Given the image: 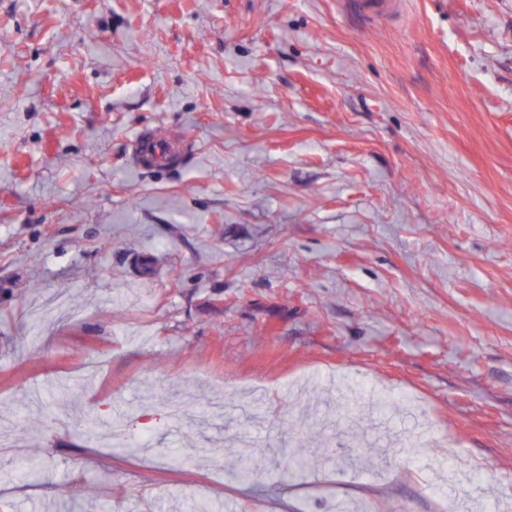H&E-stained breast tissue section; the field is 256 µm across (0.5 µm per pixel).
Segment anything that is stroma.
Instances as JSON below:
<instances>
[{
	"mask_svg": "<svg viewBox=\"0 0 512 512\" xmlns=\"http://www.w3.org/2000/svg\"><path fill=\"white\" fill-rule=\"evenodd\" d=\"M1 418L0 512H512V0H0ZM190 148V143L182 136L162 135L155 130L137 133L131 142L134 162L143 170L160 165L173 164L181 159Z\"/></svg>",
	"mask_w": 512,
	"mask_h": 512,
	"instance_id": "obj_1",
	"label": "stroma"
}]
</instances>
